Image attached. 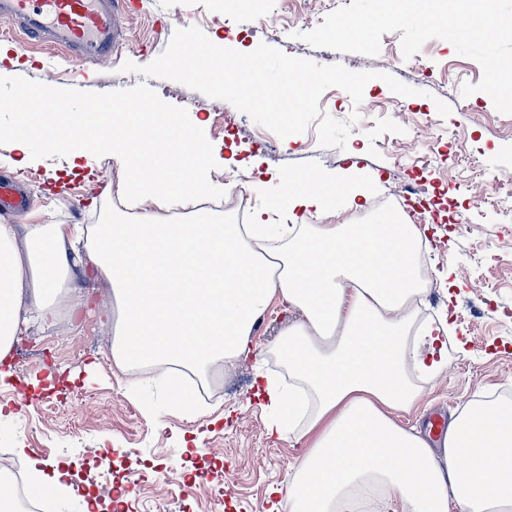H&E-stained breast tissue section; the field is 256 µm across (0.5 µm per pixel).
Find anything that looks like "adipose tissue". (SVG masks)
Returning <instances> with one entry per match:
<instances>
[{
    "label": "adipose tissue",
    "instance_id": "1",
    "mask_svg": "<svg viewBox=\"0 0 512 512\" xmlns=\"http://www.w3.org/2000/svg\"><path fill=\"white\" fill-rule=\"evenodd\" d=\"M0 137L20 152L31 142L64 143L112 155L121 195L138 221L84 229L72 224H0V385L13 378L12 346L29 322L54 321L70 268L91 264L112 287V359L213 366L251 352L254 325L271 303L300 310L275 350L288 383L267 380L275 412L270 435L305 440L288 488L290 512H512V401L475 400L448 419L442 441L404 427L398 412L416 401L409 374L438 370L427 351L431 327L413 326L410 303L423 282L413 224H300L298 215L335 213L358 196L343 173L293 175L269 199L272 224H225L206 214L160 224L155 210L192 205L215 192L209 148L162 106L111 116L75 111L64 95L34 94ZM161 141L150 160L141 143Z\"/></svg>",
    "mask_w": 512,
    "mask_h": 512
}]
</instances>
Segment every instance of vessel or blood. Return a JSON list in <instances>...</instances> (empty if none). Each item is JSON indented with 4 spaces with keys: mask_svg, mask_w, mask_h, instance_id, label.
<instances>
[{
    "mask_svg": "<svg viewBox=\"0 0 512 512\" xmlns=\"http://www.w3.org/2000/svg\"><path fill=\"white\" fill-rule=\"evenodd\" d=\"M126 8V0H0V22L20 25L30 38L49 39L94 65L111 59ZM29 205L19 186L0 179L1 214Z\"/></svg>",
    "mask_w": 512,
    "mask_h": 512,
    "instance_id": "1",
    "label": "vessel or blood"
}]
</instances>
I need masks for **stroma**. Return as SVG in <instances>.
<instances>
[{
	"mask_svg": "<svg viewBox=\"0 0 512 512\" xmlns=\"http://www.w3.org/2000/svg\"><path fill=\"white\" fill-rule=\"evenodd\" d=\"M243 16L242 27H225V16ZM280 35H272L271 23ZM125 39L115 63L79 72L63 48L30 42L20 30L0 38V126L18 117L22 91L50 85L65 94L75 110L109 96L128 109L155 101L177 113L183 125L201 124L206 144L227 158L211 178L233 185L246 196L244 218L220 213L224 223H252L253 213L282 189L266 172L282 175L311 170H345L368 188L366 204L341 203L336 216H303L306 224H350L355 217L374 224L383 217L407 221L413 199L403 185L420 182L438 205L420 257L432 274L429 323L445 337L444 367L424 377L421 394L400 422L410 427L447 416L483 395L512 390V233L499 224L487 199L496 179L512 178V115L498 112L482 92L462 98L463 83H478L482 70L459 56L445 40L426 41L420 52L404 59L400 32L382 36L379 54L365 56L316 48L299 40L313 22L288 19L277 0L245 11L239 0H128L121 19ZM194 26L209 39L239 44L246 52L265 43L322 65L339 63L353 71L387 72L417 89L414 97L393 94L380 80L370 81L363 106H354L343 90H327L320 110L351 121L346 149L321 146L316 127L300 135L276 139L272 149L256 141L267 128L231 104L211 99L165 79L121 71L132 61L146 65L166 48L174 31ZM451 107L440 116L436 103ZM376 110H368L369 102ZM232 112L233 130L219 116ZM359 119H352V112ZM455 153L475 158L485 169L476 178L470 167H415L417 155L429 152L436 138ZM36 160L16 163L10 139L0 138V177L19 181L30 197L29 209L1 218L7 224H102L112 217L120 167L99 153L80 162L70 175V152L61 144H33ZM464 211L469 222H448L449 207ZM456 279L444 285L442 274ZM93 296L80 309L62 304L51 325L31 324L12 347V363L21 383L0 388V463L30 467L40 460L70 473L75 496L49 499L48 512H82V498L95 497L102 512H113L122 500L124 512H289L280 495L290 484L305 448L295 440L268 434L271 412L254 399V380L265 374L284 380L285 370L270 348L289 326L303 321L297 309L271 304L252 332L253 352L247 360L224 368L199 369L201 380L213 381L218 393L196 402L192 413L175 409L167 391L154 383H135L112 362V288L88 282ZM109 449L103 463L100 449Z\"/></svg>",
	"mask_w": 512,
	"mask_h": 512,
	"instance_id": "1",
	"label": "stroma"
}]
</instances>
